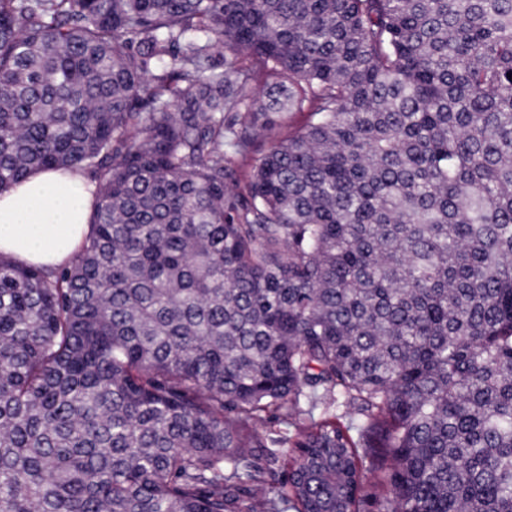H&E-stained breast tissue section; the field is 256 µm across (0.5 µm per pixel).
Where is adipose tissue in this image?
Listing matches in <instances>:
<instances>
[{"mask_svg":"<svg viewBox=\"0 0 512 512\" xmlns=\"http://www.w3.org/2000/svg\"><path fill=\"white\" fill-rule=\"evenodd\" d=\"M94 184L79 174L38 172L0 195V254L56 267L78 251L89 229Z\"/></svg>","mask_w":512,"mask_h":512,"instance_id":"adipose-tissue-1","label":"adipose tissue"}]
</instances>
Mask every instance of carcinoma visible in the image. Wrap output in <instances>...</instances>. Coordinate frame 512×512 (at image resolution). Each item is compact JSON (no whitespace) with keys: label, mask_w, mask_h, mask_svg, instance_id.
<instances>
[{"label":"carcinoma","mask_w":512,"mask_h":512,"mask_svg":"<svg viewBox=\"0 0 512 512\" xmlns=\"http://www.w3.org/2000/svg\"><path fill=\"white\" fill-rule=\"evenodd\" d=\"M509 73L512 0H0V193L97 182L0 256V512H512ZM94 190L81 174L37 172L0 195V254L39 267L68 262L88 232Z\"/></svg>","instance_id":"carcinoma-1"}]
</instances>
